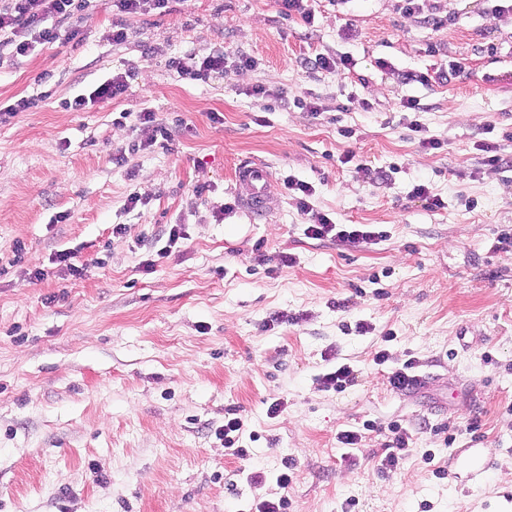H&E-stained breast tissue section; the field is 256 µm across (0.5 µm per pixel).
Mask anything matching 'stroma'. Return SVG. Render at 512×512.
<instances>
[{
  "label": "stroma",
  "mask_w": 512,
  "mask_h": 512,
  "mask_svg": "<svg viewBox=\"0 0 512 512\" xmlns=\"http://www.w3.org/2000/svg\"><path fill=\"white\" fill-rule=\"evenodd\" d=\"M435 6L445 25L397 0H314L309 30L279 0H185L128 18L116 44L95 0L54 43L0 59V104L34 101L0 124V512H255L283 496L288 512H512V252L497 248L512 235V167L482 151L512 158V12ZM214 50L226 67L202 80L168 65ZM319 52L353 67H299ZM450 64L459 72L435 79ZM118 72L123 95L70 109ZM407 72L433 79L407 84ZM256 86L287 106L263 111ZM143 111L168 145L132 151L152 133ZM122 150L126 165L113 164ZM254 160L274 199L257 217L236 181ZM290 176L336 223L382 238H307ZM420 184L442 207L415 196ZM174 224L185 237L172 243ZM62 250L82 277L55 263ZM410 360L433 385L391 390ZM340 364L354 382L325 387ZM231 413L248 431L243 458L218 434ZM394 423L412 439L382 472ZM343 430L361 432L357 448L340 447ZM469 448L488 481L469 480ZM137 117L140 124L146 125L147 127L151 126L155 134L145 143L141 142L140 145H133V147H135L133 148V150L139 148L146 149L147 146L150 147L154 145L158 140V135L162 139V142L169 141V139L171 138V131L166 126L159 123H155L156 117L154 112H140Z\"/></svg>",
  "instance_id": "stroma-1"
}]
</instances>
